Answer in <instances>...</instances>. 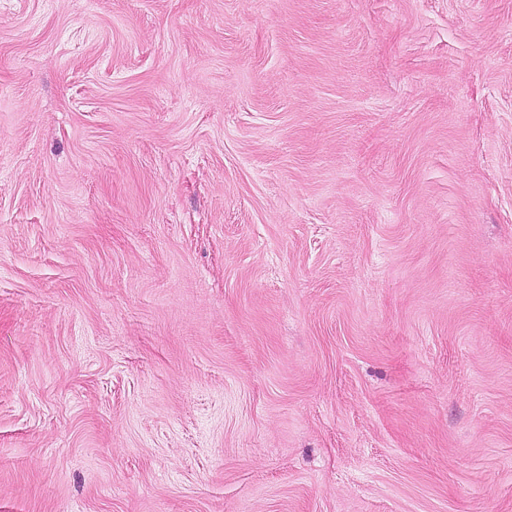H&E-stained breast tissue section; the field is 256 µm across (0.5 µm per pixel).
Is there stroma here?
Returning a JSON list of instances; mask_svg holds the SVG:
<instances>
[{"label":"stroma","instance_id":"1","mask_svg":"<svg viewBox=\"0 0 512 512\" xmlns=\"http://www.w3.org/2000/svg\"><path fill=\"white\" fill-rule=\"evenodd\" d=\"M0 512H512V0H0Z\"/></svg>","mask_w":512,"mask_h":512}]
</instances>
